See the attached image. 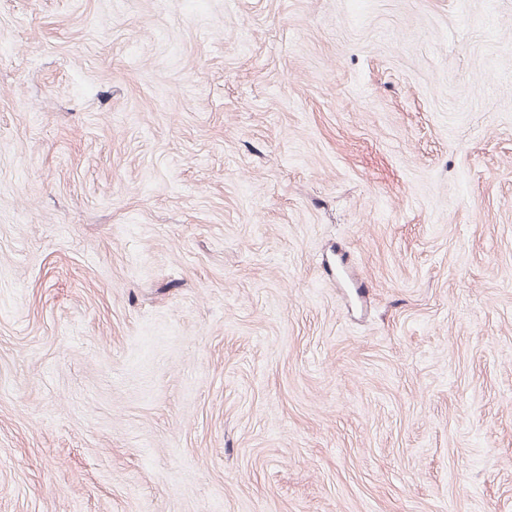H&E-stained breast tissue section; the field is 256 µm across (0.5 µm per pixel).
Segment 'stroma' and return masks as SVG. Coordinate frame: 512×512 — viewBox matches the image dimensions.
Wrapping results in <instances>:
<instances>
[{"label": "stroma", "mask_w": 512, "mask_h": 512, "mask_svg": "<svg viewBox=\"0 0 512 512\" xmlns=\"http://www.w3.org/2000/svg\"><path fill=\"white\" fill-rule=\"evenodd\" d=\"M0 512H512V0H0Z\"/></svg>", "instance_id": "stroma-1"}]
</instances>
